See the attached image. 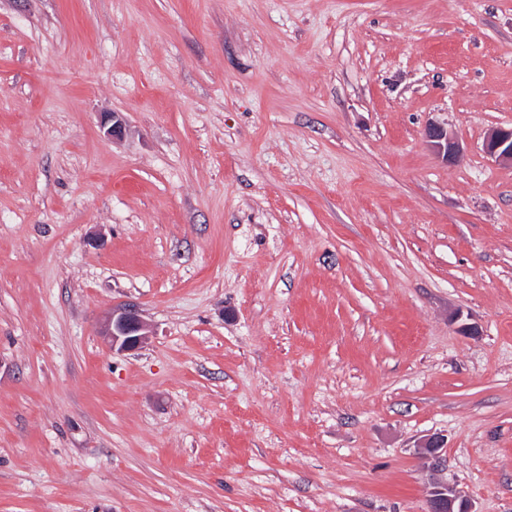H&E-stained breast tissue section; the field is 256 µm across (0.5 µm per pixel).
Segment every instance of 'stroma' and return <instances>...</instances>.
Returning a JSON list of instances; mask_svg holds the SVG:
<instances>
[{"instance_id": "35a3bbf8", "label": "stroma", "mask_w": 512, "mask_h": 512, "mask_svg": "<svg viewBox=\"0 0 512 512\" xmlns=\"http://www.w3.org/2000/svg\"><path fill=\"white\" fill-rule=\"evenodd\" d=\"M511 125L512 0H0V512H512ZM427 142L444 161L458 162L462 150L458 141L448 133V129L440 124H430L425 130ZM484 150L496 160L512 165V127L490 130L484 141ZM104 333L112 338V346L122 351H134L147 339L145 325L137 311L131 306L112 309L106 319ZM430 512H475L471 503L453 487L435 485L429 490Z\"/></svg>"}]
</instances>
